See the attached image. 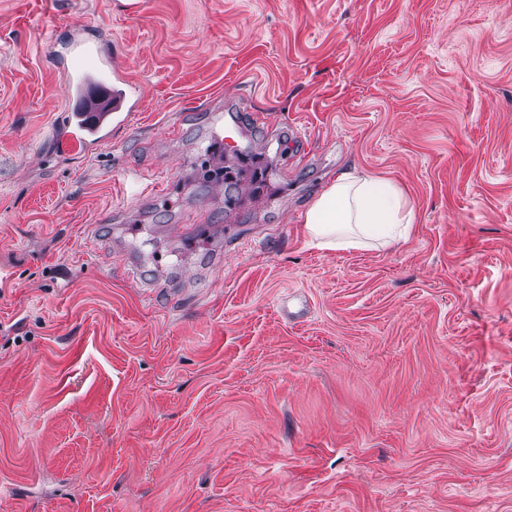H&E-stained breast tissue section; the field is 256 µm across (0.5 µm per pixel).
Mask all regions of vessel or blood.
<instances>
[{
  "mask_svg": "<svg viewBox=\"0 0 512 512\" xmlns=\"http://www.w3.org/2000/svg\"><path fill=\"white\" fill-rule=\"evenodd\" d=\"M66 55L70 64L63 92L76 109L67 113L58 127V146L64 153L79 149L89 155L110 140L113 125L125 124L131 113L140 110L141 101L97 44L72 36ZM236 138L237 126L233 123L216 134L206 149L210 167H222L225 154L237 147Z\"/></svg>",
  "mask_w": 512,
  "mask_h": 512,
  "instance_id": "b4317fda",
  "label": "vessel or blood"
}]
</instances>
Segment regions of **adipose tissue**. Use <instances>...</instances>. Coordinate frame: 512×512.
Returning a JSON list of instances; mask_svg holds the SVG:
<instances>
[{"label":"adipose tissue","instance_id":"obj_1","mask_svg":"<svg viewBox=\"0 0 512 512\" xmlns=\"http://www.w3.org/2000/svg\"><path fill=\"white\" fill-rule=\"evenodd\" d=\"M300 221L310 242L327 252L388 249L408 239L417 213L397 183L355 167L338 174Z\"/></svg>","mask_w":512,"mask_h":512}]
</instances>
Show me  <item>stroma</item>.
Instances as JSON below:
<instances>
[{
  "mask_svg": "<svg viewBox=\"0 0 512 512\" xmlns=\"http://www.w3.org/2000/svg\"><path fill=\"white\" fill-rule=\"evenodd\" d=\"M79 17L142 106L64 155ZM351 162L407 241L310 244ZM0 512H512V0H0ZM237 125L231 123L224 127V132L217 133L205 150L209 168L224 165V153H231L237 147Z\"/></svg>",
  "mask_w": 512,
  "mask_h": 512,
  "instance_id": "stroma-1",
  "label": "stroma"
}]
</instances>
